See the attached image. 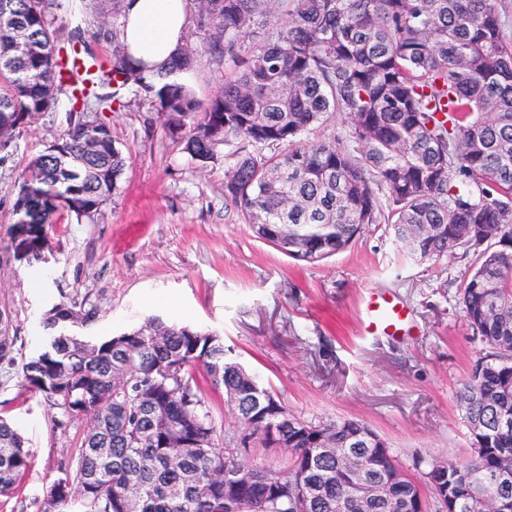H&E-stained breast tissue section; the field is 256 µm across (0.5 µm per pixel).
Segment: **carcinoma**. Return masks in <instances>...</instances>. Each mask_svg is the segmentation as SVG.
<instances>
[{
  "instance_id": "carcinoma-1",
  "label": "carcinoma",
  "mask_w": 512,
  "mask_h": 512,
  "mask_svg": "<svg viewBox=\"0 0 512 512\" xmlns=\"http://www.w3.org/2000/svg\"><path fill=\"white\" fill-rule=\"evenodd\" d=\"M125 0H98L112 17V58L93 72V90L77 82L69 61L85 50L81 30L60 39L55 0H13L14 26L0 24V162L16 147L24 115L69 103L68 128L20 176L10 224L26 221L32 256L42 262L57 214L80 221L118 190L122 151L99 113L128 93L152 103L164 130L206 167L226 158L225 195L250 224L304 239L288 257L314 263L344 249L368 224L411 225L414 261H439L459 248L475 255L461 291L463 317L484 345L456 394L469 427L473 459L451 463L433 482L430 461L417 460L419 498L368 425L342 421L338 446L363 458L362 472L340 471L317 440L333 422L288 427L286 473L258 468L288 484V501L264 511L267 485L239 492L240 512H475V496L512 498V0H199L196 28L208 52L230 73L208 101L179 75L196 50L185 45L170 66L147 74L126 51ZM44 45L10 56L16 30ZM345 138L317 143L309 131L336 116ZM96 125L97 153L83 154L86 124ZM443 225L436 237L420 235ZM470 228L469 240L459 241ZM91 313L61 301L45 314V344L21 365L25 381L66 420L85 430L73 471L54 480L39 512H226L224 469L240 458L216 444V426L200 393L195 365L215 391L248 392L252 384L224 372L232 349L209 330L151 317L99 340L63 329L62 320ZM12 320L0 311V364L17 363ZM31 464L16 423L0 417V496L13 494ZM383 484L362 502L359 489Z\"/></svg>"
}]
</instances>
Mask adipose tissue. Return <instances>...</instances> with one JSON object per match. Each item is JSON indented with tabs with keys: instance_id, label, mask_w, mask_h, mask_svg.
Segmentation results:
<instances>
[{
	"instance_id": "adipose-tissue-1",
	"label": "adipose tissue",
	"mask_w": 512,
	"mask_h": 512,
	"mask_svg": "<svg viewBox=\"0 0 512 512\" xmlns=\"http://www.w3.org/2000/svg\"><path fill=\"white\" fill-rule=\"evenodd\" d=\"M189 0H126L124 42L145 72L168 67L184 44Z\"/></svg>"
}]
</instances>
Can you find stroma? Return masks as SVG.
I'll return each mask as SVG.
<instances>
[{"instance_id":"1","label":"stroma","mask_w":512,"mask_h":512,"mask_svg":"<svg viewBox=\"0 0 512 512\" xmlns=\"http://www.w3.org/2000/svg\"><path fill=\"white\" fill-rule=\"evenodd\" d=\"M54 14L62 34L83 29L91 49L111 57L90 0H60ZM223 78V62L204 50L180 76L203 101ZM68 111V99L60 98L56 111L25 129L0 162V309L11 315L19 358L38 349L41 317L63 297L92 311L78 329L92 340L158 315L219 332L297 417L366 423L408 475L421 457H470L456 393L483 351L459 304L473 256L457 251L415 262L382 223L322 263L289 259L256 238L225 197L224 163L199 167L180 140L165 134L149 102L104 113L125 157L119 189L93 218L58 215L43 284L31 287L26 266L2 245L7 216L22 171L63 133ZM374 291L390 292L409 308L410 336L363 334L359 308ZM201 391L221 448L287 470L288 452L243 441L222 392L206 384ZM0 416L18 424L32 454L16 494L0 498V512H36L47 487L75 469L84 424L57 425V411L24 382L18 366L0 369Z\"/></svg>"}]
</instances>
